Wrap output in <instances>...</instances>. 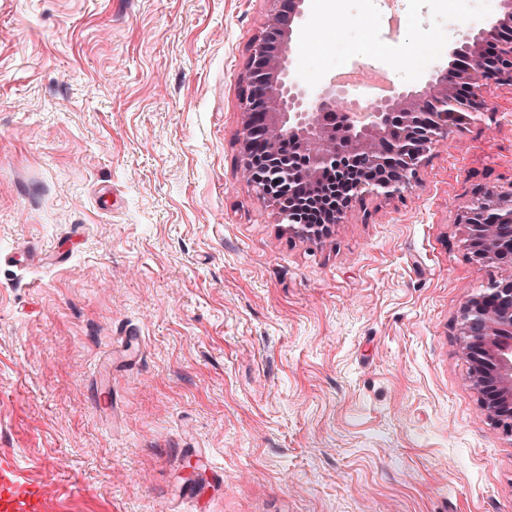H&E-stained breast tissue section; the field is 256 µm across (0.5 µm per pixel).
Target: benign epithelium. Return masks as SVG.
<instances>
[{
	"label": "benign epithelium",
	"instance_id": "benign-epithelium-1",
	"mask_svg": "<svg viewBox=\"0 0 512 512\" xmlns=\"http://www.w3.org/2000/svg\"><path fill=\"white\" fill-rule=\"evenodd\" d=\"M268 2L266 30L252 45L249 92L240 102L242 166L256 195L297 237L317 238L321 230L299 222L298 210L287 202L299 184L366 164L372 176L352 183L349 205L328 213L327 223L344 224L360 198H393L417 183L425 155L448 139L459 110L473 117L485 111L489 81L512 86V25L497 18L453 48V65L426 90L344 109L349 136L339 138L329 118L346 91L333 78L313 91L288 71L304 0ZM285 129L300 139L297 153L288 157L279 149ZM457 223L467 225L476 257H494L501 268L500 278L464 304L459 331L481 409L512 435V184L476 193Z\"/></svg>",
	"mask_w": 512,
	"mask_h": 512
}]
</instances>
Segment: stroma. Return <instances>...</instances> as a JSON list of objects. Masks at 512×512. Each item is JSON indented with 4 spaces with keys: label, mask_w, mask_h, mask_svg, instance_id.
Segmentation results:
<instances>
[{
    "label": "stroma",
    "mask_w": 512,
    "mask_h": 512,
    "mask_svg": "<svg viewBox=\"0 0 512 512\" xmlns=\"http://www.w3.org/2000/svg\"><path fill=\"white\" fill-rule=\"evenodd\" d=\"M269 7L0 0V456L53 488L44 512H512V436L457 336L499 269L456 222L512 182V87L417 187L302 239L241 165ZM477 9L416 0L385 50L370 0H306L290 69L321 86L356 44L420 90ZM436 14L443 53L414 71Z\"/></svg>",
    "instance_id": "35a3bbf8"
}]
</instances>
